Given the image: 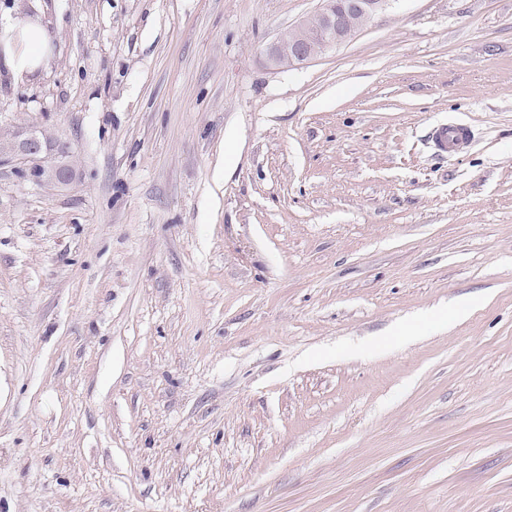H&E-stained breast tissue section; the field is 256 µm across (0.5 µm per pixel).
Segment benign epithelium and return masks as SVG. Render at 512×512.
Returning a JSON list of instances; mask_svg holds the SVG:
<instances>
[{
    "instance_id": "1",
    "label": "benign epithelium",
    "mask_w": 512,
    "mask_h": 512,
    "mask_svg": "<svg viewBox=\"0 0 512 512\" xmlns=\"http://www.w3.org/2000/svg\"><path fill=\"white\" fill-rule=\"evenodd\" d=\"M389 0H320V6L268 43L264 53L278 70L300 68L353 37ZM0 158L24 163L38 185L66 187L77 179L69 145L47 129L28 127L0 136Z\"/></svg>"
}]
</instances>
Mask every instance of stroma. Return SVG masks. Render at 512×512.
Returning <instances> with one entry per match:
<instances>
[{
  "label": "stroma",
  "mask_w": 512,
  "mask_h": 512,
  "mask_svg": "<svg viewBox=\"0 0 512 512\" xmlns=\"http://www.w3.org/2000/svg\"><path fill=\"white\" fill-rule=\"evenodd\" d=\"M319 5L0 0V512H512V0L269 67ZM15 78L36 73L47 61L50 41L45 29L26 19L0 24V65ZM469 131L463 126L448 125L437 128L432 135L435 148L448 154L457 152L469 140ZM0 158L24 163L29 179L38 185L66 187L77 179L69 145L47 129L28 127L0 136Z\"/></svg>",
  "instance_id": "stroma-1"
}]
</instances>
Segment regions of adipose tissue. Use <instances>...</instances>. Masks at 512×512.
<instances>
[{
    "label": "adipose tissue",
    "mask_w": 512,
    "mask_h": 512,
    "mask_svg": "<svg viewBox=\"0 0 512 512\" xmlns=\"http://www.w3.org/2000/svg\"><path fill=\"white\" fill-rule=\"evenodd\" d=\"M49 54V37L38 22L26 19L0 24V65L14 77L36 73Z\"/></svg>",
    "instance_id": "ef3b65f1"
}]
</instances>
